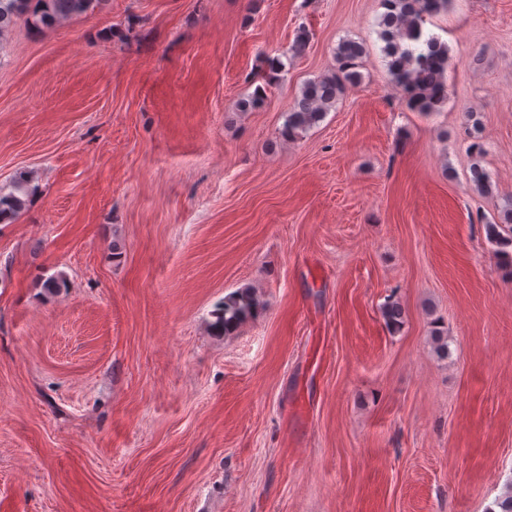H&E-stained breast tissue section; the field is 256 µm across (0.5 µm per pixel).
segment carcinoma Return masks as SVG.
<instances>
[{"label":"carcinoma","mask_w":512,"mask_h":512,"mask_svg":"<svg viewBox=\"0 0 512 512\" xmlns=\"http://www.w3.org/2000/svg\"><path fill=\"white\" fill-rule=\"evenodd\" d=\"M105 0H0V45L21 16L31 19L37 29L49 28L61 20L86 16ZM385 12L378 21L381 52L391 82L402 89L407 106L417 112L438 111L448 99L446 71L448 45L424 33V22L448 9L450 0H383ZM365 54L363 44L345 39L336 48V72L308 82L287 114L281 130L285 139L295 137L319 123L344 92L346 85L360 79L358 68ZM283 64L278 59L267 60L258 77L266 85L279 80ZM470 181L485 195L494 193L488 173L474 163ZM22 179L7 194L0 192V223L12 222L26 208L36 188ZM488 238L499 246V255H512V204L506 206L499 221L485 225ZM258 302L251 289L242 288L224 298L218 305L212 328L227 334L254 316ZM387 326L397 329L402 324V309L392 301L382 308Z\"/></svg>","instance_id":"1"}]
</instances>
